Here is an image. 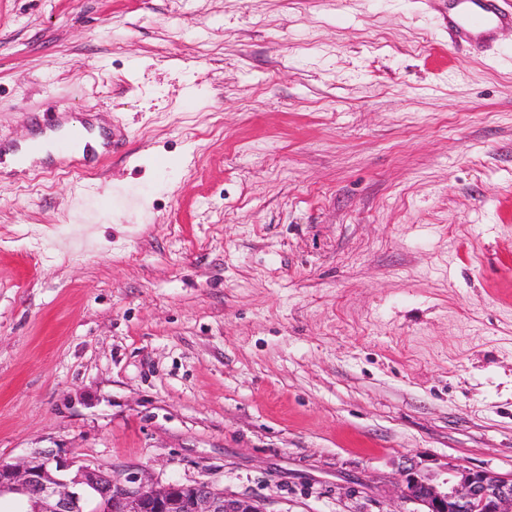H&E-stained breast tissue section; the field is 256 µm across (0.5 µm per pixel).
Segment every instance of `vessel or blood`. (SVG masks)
Segmentation results:
<instances>
[{"label":"vessel or blood","instance_id":"1","mask_svg":"<svg viewBox=\"0 0 512 512\" xmlns=\"http://www.w3.org/2000/svg\"><path fill=\"white\" fill-rule=\"evenodd\" d=\"M447 24L449 48L465 44L481 49L490 45L501 29L512 27V8H504L501 0H448ZM53 126L66 132L60 147L64 153L85 148L94 131L89 120L73 119L67 110L55 113Z\"/></svg>","mask_w":512,"mask_h":512}]
</instances>
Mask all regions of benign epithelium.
Masks as SVG:
<instances>
[{
    "label": "benign epithelium",
    "instance_id": "benign-epithelium-1",
    "mask_svg": "<svg viewBox=\"0 0 512 512\" xmlns=\"http://www.w3.org/2000/svg\"><path fill=\"white\" fill-rule=\"evenodd\" d=\"M75 468L66 479L59 472ZM446 477L403 471L399 496L416 512H512V475L452 463ZM10 496L25 512H266L249 497H228L206 483L158 485L145 476L121 479L74 457L58 462L53 451L22 463H0V499Z\"/></svg>",
    "mask_w": 512,
    "mask_h": 512
}]
</instances>
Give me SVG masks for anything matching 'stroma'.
Here are the masks:
<instances>
[{
    "instance_id": "1",
    "label": "stroma",
    "mask_w": 512,
    "mask_h": 512,
    "mask_svg": "<svg viewBox=\"0 0 512 512\" xmlns=\"http://www.w3.org/2000/svg\"><path fill=\"white\" fill-rule=\"evenodd\" d=\"M448 0H0V462L266 512L512 474V29ZM112 152L8 168L49 102ZM507 0H448V49L468 45L482 49L505 27H512L511 9L500 2Z\"/></svg>"
}]
</instances>
